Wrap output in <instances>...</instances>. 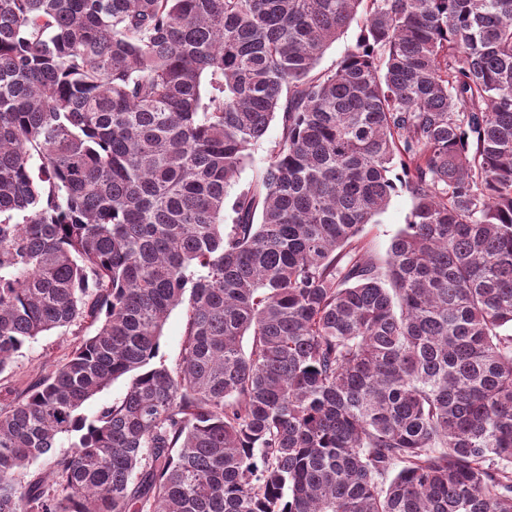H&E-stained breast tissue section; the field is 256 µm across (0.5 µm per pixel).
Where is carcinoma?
I'll use <instances>...</instances> for the list:
<instances>
[{"label":"carcinoma","mask_w":512,"mask_h":512,"mask_svg":"<svg viewBox=\"0 0 512 512\" xmlns=\"http://www.w3.org/2000/svg\"><path fill=\"white\" fill-rule=\"evenodd\" d=\"M72 326L0 512H512V0H0V373ZM361 26L362 21L358 14L344 33L325 51L318 65L319 70L327 72L336 69L339 62L356 46L361 34ZM280 136V126L276 121H273L263 140L258 142L255 146L251 147L250 159L247 165L242 170L239 177V186L247 184L256 179V177L263 171L268 164V148L271 144L278 140ZM411 209V195L404 188L398 187L386 209L374 218L375 223L366 225L363 232L365 241L380 261L386 259L393 238L407 224ZM185 323L186 316L182 306L174 308L166 320L160 339L159 356L168 365H173L179 358ZM128 385L129 379L125 376L114 380L111 385L88 400L84 404L82 412L88 416H92L98 413L102 408L122 400L127 393Z\"/></svg>","instance_id":"obj_1"}]
</instances>
